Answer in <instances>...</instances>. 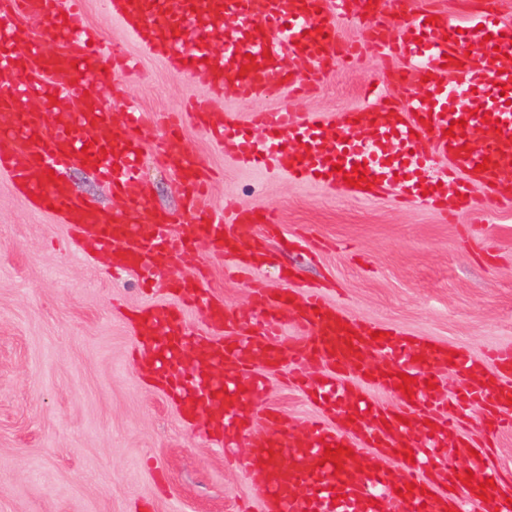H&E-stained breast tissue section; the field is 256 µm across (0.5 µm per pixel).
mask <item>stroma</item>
<instances>
[{
	"instance_id": "35a3bbf8",
	"label": "stroma",
	"mask_w": 512,
	"mask_h": 512,
	"mask_svg": "<svg viewBox=\"0 0 512 512\" xmlns=\"http://www.w3.org/2000/svg\"><path fill=\"white\" fill-rule=\"evenodd\" d=\"M88 22L124 42L138 75L111 73L112 102L130 101L150 115L183 111L206 97L203 75L174 73L128 39L105 0H82ZM400 61L369 57L336 65L305 101L288 93L244 101L226 90V111L274 107L330 116L364 107L365 86ZM177 150L210 169L211 201L276 207L284 235L271 244L273 266L239 281L223 259L198 242L210 286L226 307L248 304L254 291L323 286L327 301L348 315L446 345L479 360L512 344V209L460 213L442 222L432 208L393 197L357 200L299 184L288 176L240 168L192 125ZM143 173L157 207L190 225L170 168L145 155ZM304 231L324 241L317 257L289 249ZM106 257L71 249L63 225L36 210L0 176V512H237L254 480L239 459L226 461L216 441L195 433L174 403L144 378L132 358L128 314L162 291L146 293L134 273L112 275ZM298 280L285 283L281 269ZM259 409L303 423L316 410L267 370Z\"/></svg>"
}]
</instances>
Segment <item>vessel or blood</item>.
I'll return each mask as SVG.
<instances>
[{"label":"vessel or blood","instance_id":"obj_1","mask_svg":"<svg viewBox=\"0 0 512 512\" xmlns=\"http://www.w3.org/2000/svg\"><path fill=\"white\" fill-rule=\"evenodd\" d=\"M114 20L175 72H203L207 100L173 113L154 155L180 175L192 216L190 234L171 231L174 215L154 208L142 181L149 125L133 103L111 105L109 73L134 70L122 43L91 31L81 0H0V174L41 211L56 208L78 250L108 254L113 273L135 271L155 282L171 262L195 268L196 241L234 263L245 278L271 264L268 239L281 234L272 207H214L206 169L173 150L182 126L205 129L239 165L278 170L294 181L367 199L396 191L423 200L445 220L490 206L512 208V27L485 0L481 9L448 17L411 0H106ZM365 17V43L343 44L340 17ZM405 27L393 34L395 17ZM402 62L398 82L381 77L366 89L367 108L325 118L285 107L241 119L224 109V91L269 98L281 87L315 89L332 63L363 54ZM401 101L388 104L384 87ZM261 137H254V130ZM447 159L441 177L433 158ZM364 165L369 189L348 186ZM91 168L124 208L111 211L76 194L68 172ZM487 188L474 196L473 183ZM175 302L144 306L133 320L137 364L186 420L220 443L246 440V469L259 473L252 496L261 512H446L448 485L477 512H512L491 454H471L458 431L461 416L482 414L491 435L512 430V347L481 362L448 347L398 332L374 338V325L351 319L319 289L253 293L233 311L214 297L204 273L169 282ZM201 313L202 333L186 327ZM295 367L294 384L319 409L309 422L256 407L265 381L256 367ZM331 373L308 380V369ZM369 367L371 382L398 390L409 375L401 409L338 384L336 371ZM462 377L454 395L438 389L442 370ZM278 424L258 430L255 421ZM343 445L337 463L326 445ZM394 457L377 465L371 451Z\"/></svg>","mask_w":512,"mask_h":512}]
</instances>
